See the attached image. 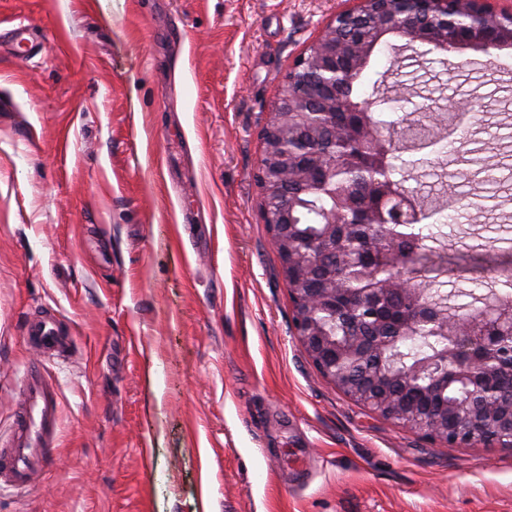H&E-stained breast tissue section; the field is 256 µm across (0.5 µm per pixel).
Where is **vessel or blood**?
<instances>
[{
  "instance_id": "vessel-or-blood-1",
  "label": "vessel or blood",
  "mask_w": 512,
  "mask_h": 512,
  "mask_svg": "<svg viewBox=\"0 0 512 512\" xmlns=\"http://www.w3.org/2000/svg\"><path fill=\"white\" fill-rule=\"evenodd\" d=\"M9 38L18 56L31 57L41 34L35 24L18 22L0 39ZM22 338L49 357L66 355L71 338L60 314L52 308L33 312L22 325ZM61 431V404L56 388L40 367H30L23 378L10 435L0 440V483L25 490L46 474L56 457Z\"/></svg>"
}]
</instances>
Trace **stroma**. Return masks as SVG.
Returning <instances> with one entry per match:
<instances>
[{
	"instance_id": "1",
	"label": "stroma",
	"mask_w": 512,
	"mask_h": 512,
	"mask_svg": "<svg viewBox=\"0 0 512 512\" xmlns=\"http://www.w3.org/2000/svg\"><path fill=\"white\" fill-rule=\"evenodd\" d=\"M353 0H0V431L30 365L62 406L58 455L0 512H512V447H451L317 371L262 214L261 133L295 59ZM362 84L481 109L446 160L438 227L456 303L512 261V51L433 50ZM68 150L58 154L59 141ZM56 309L67 356L20 325ZM5 35H8L12 47L16 49L18 56L21 58L31 57L41 39V33L36 28V25L30 22L25 23L24 21L18 22L6 32L0 29V41L3 40Z\"/></svg>"
}]
</instances>
